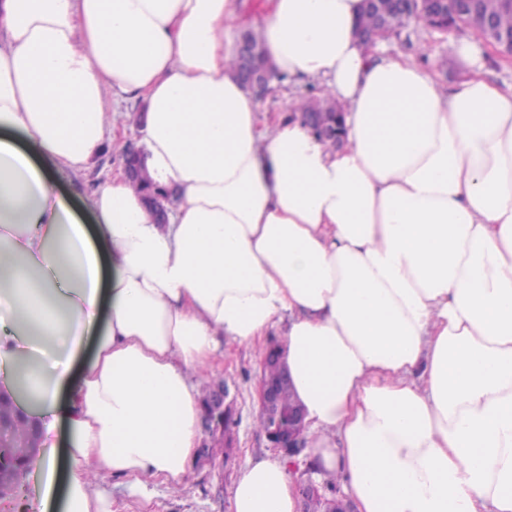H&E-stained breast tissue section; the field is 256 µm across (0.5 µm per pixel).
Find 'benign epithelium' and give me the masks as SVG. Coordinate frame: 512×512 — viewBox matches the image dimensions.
<instances>
[{
	"instance_id": "7a95c632",
	"label": "benign epithelium",
	"mask_w": 512,
	"mask_h": 512,
	"mask_svg": "<svg viewBox=\"0 0 512 512\" xmlns=\"http://www.w3.org/2000/svg\"><path fill=\"white\" fill-rule=\"evenodd\" d=\"M448 0H396V8L407 13L416 7L425 8L439 16L446 11ZM260 411L271 420V428L266 435L272 447L279 449L282 456L289 460V465L297 466L296 458L302 454L304 447L303 437L307 422L305 414L300 407H296L288 414H283L279 401V390L275 386L263 381L258 390ZM233 409V400L230 399L229 388L224 382L218 381L211 385L207 397V407L202 409L200 426L204 438L196 448V455L200 460L209 459L208 440L224 439V424L219 417L226 410ZM25 476V469L9 466L7 470H0V494L4 493L13 484ZM326 495V489L312 478V470L306 469L304 477L298 485V497L301 503V512H309L312 500Z\"/></svg>"
}]
</instances>
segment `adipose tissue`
<instances>
[{"instance_id": "1", "label": "adipose tissue", "mask_w": 512, "mask_h": 512, "mask_svg": "<svg viewBox=\"0 0 512 512\" xmlns=\"http://www.w3.org/2000/svg\"><path fill=\"white\" fill-rule=\"evenodd\" d=\"M363 0H267L268 60L339 103L335 146L261 122L227 37L238 0H0V398L36 433L35 512H112L106 476L182 486L201 385L283 326L310 458L359 512H512V89L472 46L454 88L377 57ZM143 105L157 223L125 176L80 175ZM21 134L54 170L9 140ZM232 512H299L246 458Z\"/></svg>"}]
</instances>
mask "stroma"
I'll return each instance as SVG.
<instances>
[{
    "label": "stroma",
    "mask_w": 512,
    "mask_h": 512,
    "mask_svg": "<svg viewBox=\"0 0 512 512\" xmlns=\"http://www.w3.org/2000/svg\"><path fill=\"white\" fill-rule=\"evenodd\" d=\"M452 39L478 42L475 31L467 26L445 33L428 26L408 25L386 39L382 53H401L417 63L437 65L440 81L450 88L461 76L459 66L448 54ZM224 351V362L212 378L224 381L235 396L238 423L233 448L217 461L193 462L176 492L159 482L141 490L126 479H106L103 486L112 497L114 512H231V487L240 466L245 458L270 454L271 448L254 424L261 359L250 348L232 343L225 344Z\"/></svg>",
    "instance_id": "35a3bbf8"
}]
</instances>
